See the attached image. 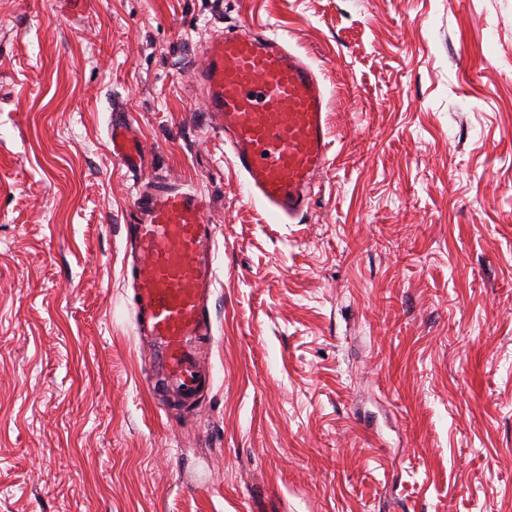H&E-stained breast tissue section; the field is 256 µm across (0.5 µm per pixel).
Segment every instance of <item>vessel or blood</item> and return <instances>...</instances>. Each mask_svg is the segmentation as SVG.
Masks as SVG:
<instances>
[{
    "instance_id": "vessel-or-blood-1",
    "label": "vessel or blood",
    "mask_w": 512,
    "mask_h": 512,
    "mask_svg": "<svg viewBox=\"0 0 512 512\" xmlns=\"http://www.w3.org/2000/svg\"><path fill=\"white\" fill-rule=\"evenodd\" d=\"M205 110L214 115L248 198L276 221L309 204L315 176L330 163L328 101L315 69L283 37L262 32L215 35L199 72ZM112 156L135 172L143 164L131 117L112 113ZM128 228L129 276L138 332L150 336L160 372L187 401L206 384L197 349L212 334L209 299L217 242L209 203L198 193L162 187L139 194Z\"/></svg>"
}]
</instances>
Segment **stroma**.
I'll use <instances>...</instances> for the list:
<instances>
[{
  "mask_svg": "<svg viewBox=\"0 0 512 512\" xmlns=\"http://www.w3.org/2000/svg\"><path fill=\"white\" fill-rule=\"evenodd\" d=\"M228 29L327 87L295 223L205 115ZM158 179L218 243L183 406L146 389L123 277ZM0 512H512V0H0ZM112 112L109 131L112 156L127 172L134 173L143 164L139 139L134 133L130 115L121 109Z\"/></svg>",
  "mask_w": 512,
  "mask_h": 512,
  "instance_id": "1",
  "label": "stroma"
}]
</instances>
